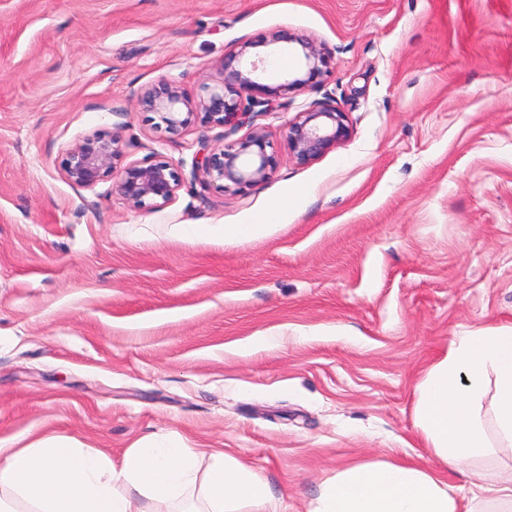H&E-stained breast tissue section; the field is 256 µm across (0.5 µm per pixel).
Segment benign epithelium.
Segmentation results:
<instances>
[{
    "mask_svg": "<svg viewBox=\"0 0 512 512\" xmlns=\"http://www.w3.org/2000/svg\"><path fill=\"white\" fill-rule=\"evenodd\" d=\"M279 43L294 45L301 67L280 84H264L257 61L249 60L251 50ZM330 68L331 56L325 47L304 34L279 30L228 50L220 84L204 86V95L194 98L175 82L162 79L136 94V106L157 115L170 134L190 126L225 127L240 115L266 113L273 101L320 85ZM350 135L347 114L330 100L317 102L288 124V149L298 163L308 164ZM269 147L270 141L258 130L227 145L203 142L195 153L191 175L202 176L206 184L224 193L241 192L268 178L274 169L276 157L267 151ZM62 171L68 182L81 188L111 181L112 193L134 210L168 204L184 181L183 172L166 160L125 161L122 139L114 133L85 136L66 152Z\"/></svg>",
    "mask_w": 512,
    "mask_h": 512,
    "instance_id": "obj_1",
    "label": "benign epithelium"
}]
</instances>
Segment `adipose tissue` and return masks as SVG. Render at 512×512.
<instances>
[{"label":"adipose tissue","mask_w":512,"mask_h":512,"mask_svg":"<svg viewBox=\"0 0 512 512\" xmlns=\"http://www.w3.org/2000/svg\"><path fill=\"white\" fill-rule=\"evenodd\" d=\"M415 424L432 454L454 465L487 451L488 433L512 445V327L455 337L418 380ZM490 398V417L476 406ZM279 512L264 478L212 448L147 436L120 462L103 449L50 435L0 440V512ZM311 512H458L455 489L436 472L359 463L322 485Z\"/></svg>","instance_id":"1"}]
</instances>
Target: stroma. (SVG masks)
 I'll use <instances>...</instances> for the list:
<instances>
[{
    "mask_svg": "<svg viewBox=\"0 0 512 512\" xmlns=\"http://www.w3.org/2000/svg\"><path fill=\"white\" fill-rule=\"evenodd\" d=\"M286 29L324 44L321 86L240 124L157 129L138 91L191 95L224 54ZM351 136L301 165L289 122L325 98ZM277 165L241 193L185 178L134 210L63 176L119 134L126 161L191 164L254 130ZM288 207L259 237L228 224ZM192 224L206 236L188 233ZM512 326V0H0V438L55 433L120 461L139 438L228 448L281 512L356 463L512 483V447L444 465L416 382L464 331ZM270 331L276 347H255ZM267 224H228L224 227L227 242L241 243L256 238Z\"/></svg>",
    "mask_w": 512,
    "mask_h": 512,
    "instance_id": "obj_1",
    "label": "stroma"
}]
</instances>
